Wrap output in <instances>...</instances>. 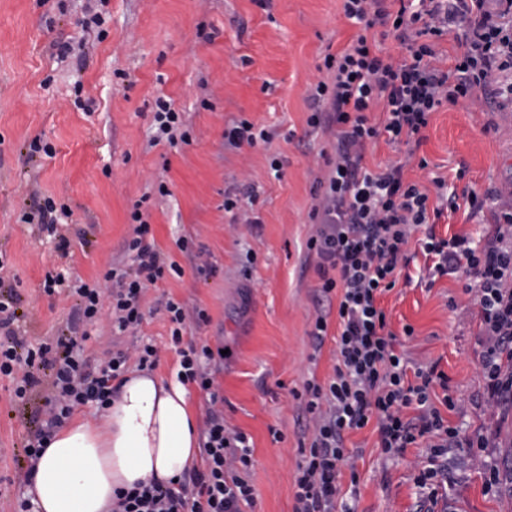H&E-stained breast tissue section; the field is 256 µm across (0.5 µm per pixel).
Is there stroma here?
Returning <instances> with one entry per match:
<instances>
[{
    "label": "stroma",
    "instance_id": "1",
    "mask_svg": "<svg viewBox=\"0 0 512 512\" xmlns=\"http://www.w3.org/2000/svg\"><path fill=\"white\" fill-rule=\"evenodd\" d=\"M342 0H0V255L21 297L19 332L36 344L65 334L75 298L49 296L46 274L70 268L92 284L107 263L129 269L130 212L142 202L157 248L182 274H166L148 290L138 330L113 340L101 314L85 343L96 355L140 340L160 349L154 369L172 379L178 356L170 347L167 299L187 310L184 342L225 349L216 382L224 421L253 447L249 512H293L300 443L309 419L304 383L325 380L336 364V343L314 347L318 315L337 321L338 298L324 294L317 258L306 248L316 227L309 219L314 190L326 180L330 132L308 125L307 91L324 79L323 57L346 47L357 26ZM101 13L102 26L84 27ZM74 46L66 59L55 45ZM181 112L187 144L151 141L157 97ZM246 119L268 129L270 143L235 148L224 129ZM416 151L385 142L367 147L369 168L404 162V176L436 206L434 178L456 190L493 192L494 206L471 213L461 205L435 224L437 236L475 238L494 230V212L512 207L502 192L512 182V112L495 111L483 95L444 104L429 119ZM54 156L33 151L34 140ZM283 163L281 173L270 167ZM427 168H420V160ZM463 178H456L457 169ZM167 186L161 195L159 186ZM241 206L225 211L224 196ZM70 217L58 234L25 223L44 198ZM252 227H245V219ZM69 241L68 254L58 249ZM188 241L190 253L179 250ZM417 241H410L408 280L383 299L398 349L412 367L438 363L457 402L443 411L461 440L489 436L500 468L499 492L484 490L485 474L464 447L448 454L447 512H512V415L490 419L481 407L484 379L480 315L454 275L428 281ZM215 266L206 276L202 267ZM412 326L413 335L403 333ZM40 397L18 402L0 378V512H13L12 479L27 441L43 421ZM373 427L349 435L359 477L356 512H413L417 448L391 459Z\"/></svg>",
    "mask_w": 512,
    "mask_h": 512
}]
</instances>
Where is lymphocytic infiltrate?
Here are the masks:
<instances>
[{
	"instance_id": "obj_1",
	"label": "lymphocytic infiltrate",
	"mask_w": 512,
	"mask_h": 512,
	"mask_svg": "<svg viewBox=\"0 0 512 512\" xmlns=\"http://www.w3.org/2000/svg\"><path fill=\"white\" fill-rule=\"evenodd\" d=\"M343 13L363 32L336 54H327V79L309 89L308 123L333 132L335 154L327 158L330 172L311 217L318 226L307 247L319 262L323 293L339 291L336 360L326 382L308 379L304 410L311 417L310 442L301 448L297 465L294 512H355L339 478L353 468L355 454L346 446L349 432L374 425L378 445L389 457L427 439V451L416 462L414 483L420 490L416 512H435L439 490L448 480L443 461L449 449L460 447L456 428L446 424L441 408L455 409L451 395L433 403V386L447 387V375L437 365L408 373L388 327L381 298L392 291L411 258L407 246L421 233L420 247L431 258V276L448 274L464 282V290L483 317L480 344L484 378L482 405L489 416L512 411V212L502 211L482 246L454 235L436 237L429 220L444 209H457L455 197L447 208H428V196L405 182L399 164L372 171L366 166L368 143L385 140L399 146L419 142L432 112L443 104L484 93L497 109L512 106V0H343ZM466 51L454 66H436L431 37L449 26ZM392 29L406 50L399 59L380 56L367 30ZM382 114L372 121L371 112ZM133 236L127 243L134 267L110 268L111 293L80 284L82 322L96 323L108 310L112 331L121 336L137 330L144 320L143 295L166 272L179 271L175 261L157 250L141 208H133ZM10 270L0 259V377L10 379L15 399L23 401L45 387L47 418L25 447L26 463L16 472L20 484L31 485L42 451L52 431L75 406L104 410L116 396L129 358L144 369L155 367L158 349L152 343L134 353L106 351L91 364L73 336L29 344L15 329L19 296L9 288ZM164 310L172 324L171 342L178 349L180 383H194L208 396L202 467L178 483L152 482L118 492L110 512H242L253 505L248 481L253 450L248 437L226 428L224 401L211 367L216 357L208 345L183 341L186 312L167 300ZM415 416H408V408Z\"/></svg>"
}]
</instances>
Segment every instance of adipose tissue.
<instances>
[{"mask_svg":"<svg viewBox=\"0 0 512 512\" xmlns=\"http://www.w3.org/2000/svg\"><path fill=\"white\" fill-rule=\"evenodd\" d=\"M197 448L185 386L136 371L101 422L76 418L57 429L30 492L38 512H109L116 489L181 477L194 467Z\"/></svg>","mask_w":512,"mask_h":512,"instance_id":"obj_1","label":"adipose tissue"}]
</instances>
